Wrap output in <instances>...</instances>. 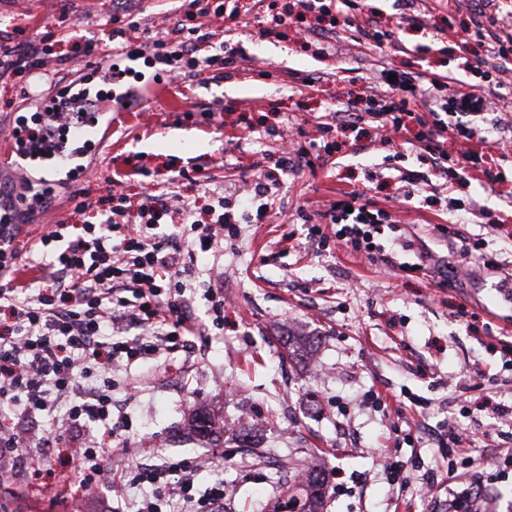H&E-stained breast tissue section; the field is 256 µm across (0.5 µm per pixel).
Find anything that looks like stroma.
Masks as SVG:
<instances>
[{"label": "stroma", "mask_w": 512, "mask_h": 512, "mask_svg": "<svg viewBox=\"0 0 512 512\" xmlns=\"http://www.w3.org/2000/svg\"><path fill=\"white\" fill-rule=\"evenodd\" d=\"M413 2L415 12L429 8L433 18L424 28L398 30L397 47L377 49L340 31L328 38L333 57L321 60L302 48L316 38L308 20L292 19L284 35L258 37L255 25L266 11L258 0H249L250 11L229 29L211 17H187L188 0H140L133 18L118 10L116 0H0V43L48 37L56 56L46 63L47 73L83 78L93 92L99 89L96 62L113 53L117 32L128 31L137 17L159 30L183 20L186 28H201L214 43L246 54L231 77L206 81L188 74L163 94L147 96L142 109L113 113L112 134L95 145L88 174L57 184L53 205L17 241L26 252L49 225L94 222L93 214L74 213L72 197L106 198L115 178L138 197L168 193L204 203L211 190H221L241 230L223 251L196 255L195 352L164 350L113 373L112 414L127 423L114 444L124 453L85 493L84 512H135L144 491L129 486V471L160 464L167 454L211 458L195 484L202 491L223 483L224 512H262L312 466L343 483L329 490L323 512H448L446 451L430 433L461 422L454 399L476 398L463 385L490 360L455 312L466 306L490 319L494 336L512 337L504 323L512 300L497 298L494 288L500 269L463 260L444 278L388 272L362 257L320 248L308 238L298 209L357 190L397 216L402 240L412 244L402 261L452 255L454 245L439 232L444 225L463 228L480 239L485 253L512 267V198L472 179L402 182V173L420 170V163L412 154L387 161L368 127L338 130V150L316 172L281 175L272 215L256 220L250 202L252 166L280 151L287 124L310 131L331 121L338 98L364 107L366 86L336 81V66L400 64L405 51L432 44L441 27L449 41L458 40L467 18L456 13L453 0ZM85 43L91 55H77ZM451 198L477 201L482 211L451 210ZM212 267L223 271L216 282L224 292L220 330L204 296ZM423 366L431 376L419 375ZM370 392L385 395V406L364 405ZM398 394L421 398L423 408L399 410ZM199 410L216 423L205 436L196 431ZM396 424L421 428L419 442L395 446ZM475 426L480 436L470 450L472 480L489 472L492 443L505 428L484 412ZM103 432L90 423L52 443L45 461L22 480L0 486V503L10 512H70L65 477L76 466L70 448L94 445ZM392 457L404 461L408 483L390 479L386 463Z\"/></svg>", "instance_id": "obj_1"}]
</instances>
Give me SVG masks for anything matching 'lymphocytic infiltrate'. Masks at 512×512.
Wrapping results in <instances>:
<instances>
[{"instance_id": "f902f5d3", "label": "lymphocytic infiltrate", "mask_w": 512, "mask_h": 512, "mask_svg": "<svg viewBox=\"0 0 512 512\" xmlns=\"http://www.w3.org/2000/svg\"><path fill=\"white\" fill-rule=\"evenodd\" d=\"M298 15L313 16L326 30L353 27L364 14L361 0H294ZM503 18L474 9L465 28L466 42L443 46L442 54L455 58L457 68L473 76V84L450 88L445 75L410 60L400 68L370 72V84H385L389 95H371L364 111L343 112L339 123H321L307 145L268 156L258 167L252 190L261 200L259 217L273 209L282 173L313 167L321 154L337 148L338 126L355 127L372 121L389 150L391 160L404 158L406 148H415L417 159L444 175L459 176L479 171L486 184L507 187L503 168L484 167V156L475 149L450 155L443 147L448 131L465 141L478 134L474 118L489 111L502 85L501 74L512 60V34H503ZM485 48L484 55L469 57V42ZM197 42L186 37L182 23H174L140 44L122 48L127 57L152 53L164 64L170 78L183 67H233L237 55L221 52L206 60L193 58ZM50 54L46 40L28 42L0 57V78L20 73L39 77ZM97 105L80 98L52 99L35 113L27 138L31 150L56 147L64 137V124H82L93 119ZM21 193L0 202V271H15L24 261L16 245L24 223L35 214L21 206ZM128 196L121 180H113L105 209L81 200L79 210H100L98 223L72 229L57 224L40 239L44 260L38 263L34 282L8 281L0 285V482L14 478L27 467L36 451L17 437V422L50 416L49 432L80 426L82 421L105 426L103 448H78V465L72 481L88 488L110 470L104 452L111 445L112 370L150 359L159 350L192 351L196 330L189 314L192 270L186 259L193 250H223L225 242L239 236L230 214L213 212L209 222L196 217V203L181 199L170 206L156 197H145L130 224ZM299 216L308 224L307 235L321 245L335 244L406 275L426 273V264L400 261L397 248L398 219L379 209L365 195L348 192L320 210V223H312L307 208ZM390 230L389 243H380L383 230ZM474 431L448 427L438 440L448 455V512H490L491 499L475 492L472 484L457 479L458 470L472 461L468 449ZM201 458L165 457L161 464L137 467L131 473L135 486L149 485L151 492L137 512H224V485L216 483L195 494V474Z\"/></svg>"}]
</instances>
